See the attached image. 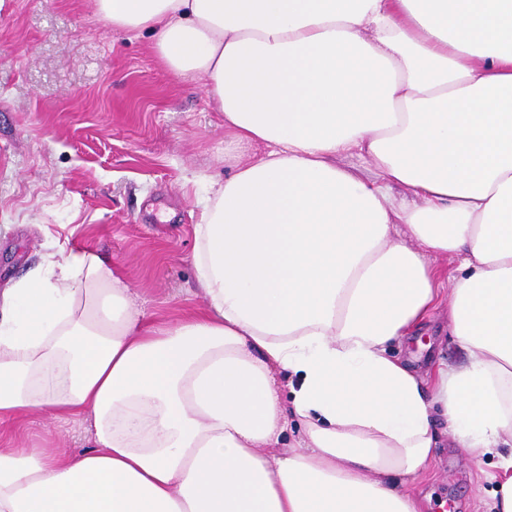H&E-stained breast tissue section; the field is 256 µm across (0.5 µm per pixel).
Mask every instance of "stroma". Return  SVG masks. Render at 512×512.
I'll return each instance as SVG.
<instances>
[{"label": "stroma", "instance_id": "1", "mask_svg": "<svg viewBox=\"0 0 512 512\" xmlns=\"http://www.w3.org/2000/svg\"><path fill=\"white\" fill-rule=\"evenodd\" d=\"M207 88L159 63L151 31L113 30L93 0H0V284L66 246L108 260L151 319L202 309L194 226L230 171ZM446 319L436 311L395 355L422 372L463 361ZM91 443L38 412L23 437L67 455ZM494 466L451 442L412 491L427 512H480Z\"/></svg>", "mask_w": 512, "mask_h": 512}]
</instances>
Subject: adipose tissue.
<instances>
[{
  "label": "adipose tissue",
  "instance_id": "1",
  "mask_svg": "<svg viewBox=\"0 0 512 512\" xmlns=\"http://www.w3.org/2000/svg\"><path fill=\"white\" fill-rule=\"evenodd\" d=\"M95 3L208 79L234 172L194 230L201 312L147 322L80 249L0 289V512H425L449 437L512 512V0ZM441 304L466 358L425 377L389 349ZM36 411L91 447L17 446Z\"/></svg>",
  "mask_w": 512,
  "mask_h": 512
}]
</instances>
